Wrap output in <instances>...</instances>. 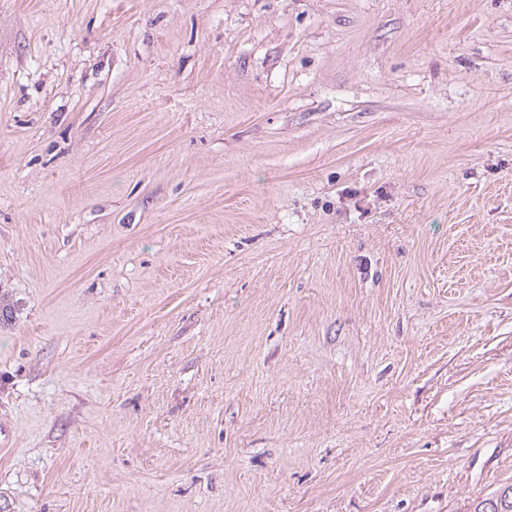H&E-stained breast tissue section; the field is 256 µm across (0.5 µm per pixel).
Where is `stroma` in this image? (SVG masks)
Listing matches in <instances>:
<instances>
[{"instance_id": "35a3bbf8", "label": "stroma", "mask_w": 512, "mask_h": 512, "mask_svg": "<svg viewBox=\"0 0 512 512\" xmlns=\"http://www.w3.org/2000/svg\"><path fill=\"white\" fill-rule=\"evenodd\" d=\"M0 512H464L512 484V0H0Z\"/></svg>"}]
</instances>
